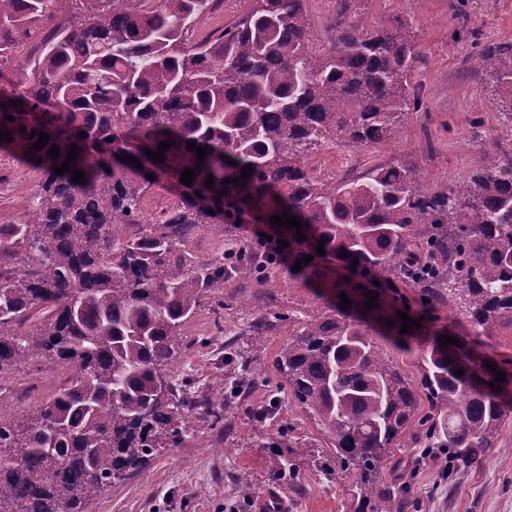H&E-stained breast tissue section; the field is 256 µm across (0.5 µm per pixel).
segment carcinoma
<instances>
[{
	"mask_svg": "<svg viewBox=\"0 0 512 512\" xmlns=\"http://www.w3.org/2000/svg\"><path fill=\"white\" fill-rule=\"evenodd\" d=\"M218 2L71 0L64 12L60 0H0V83L9 88L0 132L12 138L0 149L39 177L25 217L0 224V404L17 364L59 372L23 421L0 415V448L16 449L0 455V512H85L158 449L179 447L191 409L171 368L183 325L203 294L275 263L251 244L204 258L197 238L284 213L305 235L288 229V279L322 310L273 312L254 329L288 323L277 367L336 469L356 474L350 512H401L410 481H383L393 448L447 450L451 483L498 447L511 368L497 367L504 382L485 366L475 373L457 346L437 340L412 380L393 358L411 351L403 321L373 323L358 309L386 274L476 336L512 326V169L488 155L467 180L434 191L410 161L341 180L315 173L310 159L332 136L362 146L398 139L418 102L412 24L369 30L350 22L358 0H337L332 34L315 48L307 0H253L233 24L199 37ZM475 65L512 110V43L488 45ZM33 130L49 135L40 150ZM163 141L162 162L145 155ZM73 144L76 160L54 173ZM190 168V185L149 179L180 180ZM76 170L84 182L72 181ZM161 190L175 200L155 202ZM329 258L348 280L317 272ZM327 288L342 289L351 307Z\"/></svg>",
	"mask_w": 512,
	"mask_h": 512,
	"instance_id": "carcinoma-1",
	"label": "carcinoma"
}]
</instances>
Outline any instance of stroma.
Returning <instances> with one entry per match:
<instances>
[{
	"label": "stroma",
	"instance_id": "35a3bbf8",
	"mask_svg": "<svg viewBox=\"0 0 512 512\" xmlns=\"http://www.w3.org/2000/svg\"><path fill=\"white\" fill-rule=\"evenodd\" d=\"M399 17L413 23L419 60L411 82L420 93L399 140L359 146L331 139L313 155L312 168L341 177L376 163L411 159L425 188L438 190L466 179L484 154L512 159L502 92L487 72L472 65L484 45L512 42V0H364L359 12L370 29ZM37 184L32 170L0 151V222L24 216ZM270 294L280 309H307L313 300L280 267L270 271L265 288L228 284L203 296L183 329L174 372L192 379L193 395L200 399L212 397L214 376L230 365L248 370L249 385L227 405L220 425L193 414L180 446L159 449L148 476L133 474L114 483L89 503L88 512H255L258 495L267 493L283 496L288 512H349L345 490L352 475L322 467L327 442L289 399L288 385L275 368L287 327H272L261 342H254L252 318L235 301L236 296H250L261 311L271 304L266 300ZM409 316L421 326L414 331L412 353L396 360L414 378L432 338L458 325L444 310L432 315L413 305ZM271 403L277 406V418L254 417V409ZM297 437L307 447L297 459L295 475L278 477L276 462ZM444 464L439 457L409 466L412 492L405 512H512V416L502 427L499 448L454 485L439 479Z\"/></svg>",
	"mask_w": 512,
	"mask_h": 512
}]
</instances>
